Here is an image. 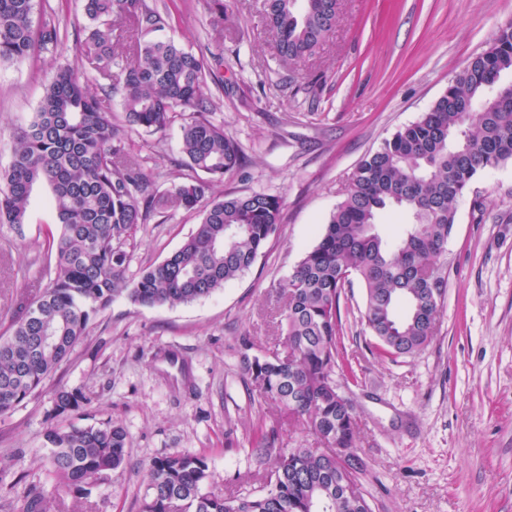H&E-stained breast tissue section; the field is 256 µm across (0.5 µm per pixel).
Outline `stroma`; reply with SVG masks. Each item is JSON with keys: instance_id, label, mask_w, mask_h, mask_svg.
Returning a JSON list of instances; mask_svg holds the SVG:
<instances>
[{"instance_id": "stroma-1", "label": "stroma", "mask_w": 512, "mask_h": 512, "mask_svg": "<svg viewBox=\"0 0 512 512\" xmlns=\"http://www.w3.org/2000/svg\"><path fill=\"white\" fill-rule=\"evenodd\" d=\"M155 2L170 6L166 36L197 56L224 57L211 118L242 146L244 163L214 194L282 197L281 232L248 272L211 296L160 307L120 298L100 311L43 391L0 415V512L31 485L71 508L136 512L146 464L176 452L206 455L214 490H257L250 430L261 420L281 421L287 447L313 445L301 423L249 401L236 339L252 336L262 349L280 341L278 281L315 243L357 164L416 120L512 22V0H340L331 35L288 68L276 56L264 0H224L220 19L207 0ZM48 20L60 31L55 55L0 63L2 168L52 67L80 57L82 0H35L34 23ZM180 134L176 120L133 136L151 156L158 190L185 174ZM200 219L196 210L154 214L134 238L129 276L176 250ZM57 229L44 186L33 190L23 235L0 227V320L42 287L35 243ZM441 263L448 282L439 330L412 359L372 350L360 284L342 292L339 349L356 373L342 389L365 462L358 486L372 512H512V165L473 181ZM60 387L90 400L74 425L111 420L129 434L125 466L82 499L55 487L43 463Z\"/></svg>"}]
</instances>
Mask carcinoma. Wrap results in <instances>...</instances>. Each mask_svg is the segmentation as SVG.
<instances>
[{"label": "carcinoma", "instance_id": "1", "mask_svg": "<svg viewBox=\"0 0 512 512\" xmlns=\"http://www.w3.org/2000/svg\"><path fill=\"white\" fill-rule=\"evenodd\" d=\"M34 0H0V62L35 50L54 53L59 31L33 26ZM90 22L81 43L83 65L105 80L93 95L76 66H58L37 111L13 135L12 157L0 168V226L22 232L34 187L50 188L59 231L43 239L46 287L21 305L0 334V414L36 395L86 335L93 315L124 297L133 304L174 306L210 296L247 272L283 224L281 197L265 192L206 198L211 183L239 168L243 151L206 113L215 104L208 83L223 85V57L206 65L192 49L161 35L166 15L147 0H83ZM336 0H267L266 16L283 65L313 55L332 33ZM133 36L113 41L121 19ZM512 24L458 71L448 89L399 128L352 174L316 243L279 281V346L252 353L237 340L241 378L257 399L309 427L324 448H286L279 429L259 422L250 455L257 491L215 492L207 459L193 453L153 458L138 512H372L357 485L364 462L357 421L341 381L354 377L338 350L340 297L358 280L365 325L376 351L413 358L438 330L446 291L444 255L457 203L480 174L512 164ZM122 95L121 118L108 112L110 91ZM181 125L179 165L186 180L160 192L147 158L126 147L133 131ZM201 209L195 231L162 261L127 276L128 241L160 210ZM389 209L408 216L388 241L377 232ZM89 404L78 390L53 393L45 434L46 465L58 485L83 490L121 468L126 429L107 421L64 424ZM20 512H51L44 492L28 488Z\"/></svg>", "mask_w": 512, "mask_h": 512}]
</instances>
